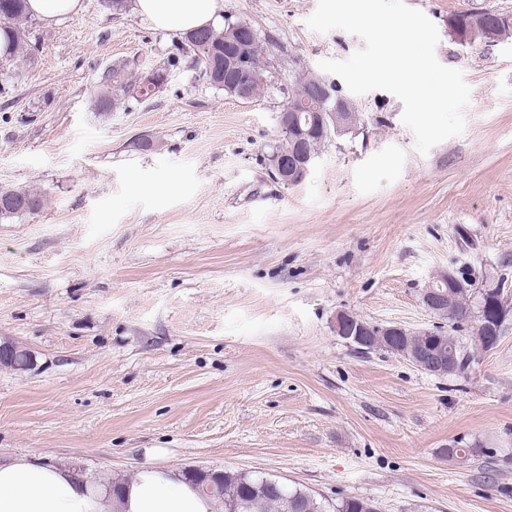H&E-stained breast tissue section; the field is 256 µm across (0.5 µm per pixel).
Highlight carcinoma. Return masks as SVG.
I'll list each match as a JSON object with an SVG mask.
<instances>
[{"mask_svg": "<svg viewBox=\"0 0 512 512\" xmlns=\"http://www.w3.org/2000/svg\"><path fill=\"white\" fill-rule=\"evenodd\" d=\"M28 0H0V65L12 64L25 55L26 34L23 27L28 19ZM512 38V26H498L489 33L472 39V45L487 44ZM186 46L194 53L195 62L201 75L213 86L224 89V32L203 28L185 36ZM241 52L251 61L250 83L253 99H259L265 87L270 85L268 70L262 60L260 44L246 42L241 45ZM106 88L96 100L99 112H115L133 99L142 102L156 93L143 84V77L128 71L124 66H114L104 75ZM322 85L328 93L325 106L327 126L323 131L309 134L304 142V151L316 156L321 148L333 137L352 132L359 121L353 110L335 111L339 98L336 86L313 74H301L293 80V89L288 96V105L301 113L308 114L310 90ZM0 198L10 199L13 205L0 210V219L33 212L40 208L41 199L25 190L0 187ZM448 294V312L443 320L448 322V329L437 327L438 335L454 349L456 359L455 374L466 372L486 351L481 337L486 329L479 331L466 324V318L475 306L477 296L468 288H445ZM219 491L212 496L220 502L236 505L237 512H378L377 505L370 499L356 496L342 497L331 503L319 499L301 488H290L276 479L250 472L222 471L216 480Z\"/></svg>", "mask_w": 512, "mask_h": 512, "instance_id": "obj_1", "label": "carcinoma"}]
</instances>
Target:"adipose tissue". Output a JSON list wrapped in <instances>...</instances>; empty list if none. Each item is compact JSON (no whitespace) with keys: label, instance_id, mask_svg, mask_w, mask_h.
I'll use <instances>...</instances> for the list:
<instances>
[{"label":"adipose tissue","instance_id":"ef3b65f1","mask_svg":"<svg viewBox=\"0 0 512 512\" xmlns=\"http://www.w3.org/2000/svg\"><path fill=\"white\" fill-rule=\"evenodd\" d=\"M161 30L186 34L222 25V0H136ZM215 499L173 469L145 468L119 491L26 455L0 461V512H220Z\"/></svg>","mask_w":512,"mask_h":512}]
</instances>
